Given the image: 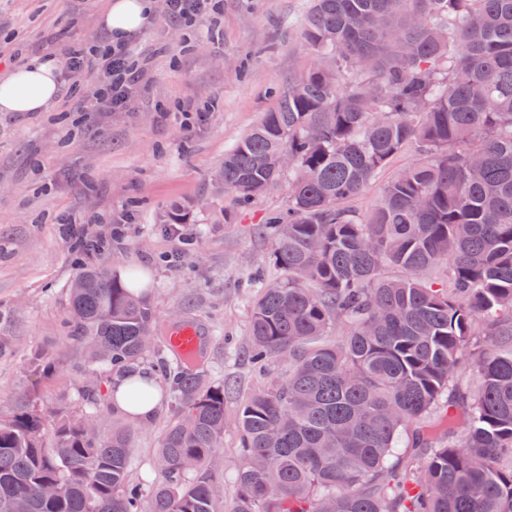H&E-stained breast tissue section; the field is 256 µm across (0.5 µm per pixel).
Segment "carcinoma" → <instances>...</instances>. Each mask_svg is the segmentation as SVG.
<instances>
[{"mask_svg":"<svg viewBox=\"0 0 512 512\" xmlns=\"http://www.w3.org/2000/svg\"><path fill=\"white\" fill-rule=\"evenodd\" d=\"M300 40L316 61L219 173L239 205L288 178L264 224L283 278L250 323L251 358L288 374L240 410L235 501L208 468L224 386L204 349L170 345L179 403L150 498L129 482L133 426L103 442L86 413L24 394L0 411V512H512V0H313ZM407 148L369 213L344 207ZM140 287L98 269L68 285L97 411L157 334ZM419 423L414 469L398 443Z\"/></svg>","mask_w":512,"mask_h":512,"instance_id":"cac0c4a2","label":"carcinoma"}]
</instances>
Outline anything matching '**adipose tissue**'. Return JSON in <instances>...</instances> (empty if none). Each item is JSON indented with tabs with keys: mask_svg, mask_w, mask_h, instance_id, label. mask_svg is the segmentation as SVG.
I'll use <instances>...</instances> for the list:
<instances>
[{
	"mask_svg": "<svg viewBox=\"0 0 512 512\" xmlns=\"http://www.w3.org/2000/svg\"><path fill=\"white\" fill-rule=\"evenodd\" d=\"M155 0H107L99 25L111 43L127 41L152 20ZM61 69L56 58L42 56L0 75V112H43L59 96Z\"/></svg>",
	"mask_w": 512,
	"mask_h": 512,
	"instance_id": "1",
	"label": "adipose tissue"
}]
</instances>
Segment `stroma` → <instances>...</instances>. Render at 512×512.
<instances>
[{"instance_id":"stroma-1","label":"stroma","mask_w":512,"mask_h":512,"mask_svg":"<svg viewBox=\"0 0 512 512\" xmlns=\"http://www.w3.org/2000/svg\"><path fill=\"white\" fill-rule=\"evenodd\" d=\"M105 3L0 0V73L103 40ZM309 9L310 0H224L192 31L159 17L133 41L146 76L125 111H76L90 72L63 85L49 111L0 112V406L23 394L47 412L80 406L94 373L69 338L67 286L85 268L138 271L159 319L182 315L207 338L203 374L226 387L214 475L235 499L241 403L286 371L262 370L248 352L254 301L278 275L259 226L287 206L288 189L237 207L214 175L311 64L299 39ZM178 209L189 220L175 228L167 219ZM82 237L100 250L85 254ZM38 349L55 357V376L32 362ZM172 416L165 400L137 424L128 470L144 494L162 481L156 457Z\"/></svg>"}]
</instances>
